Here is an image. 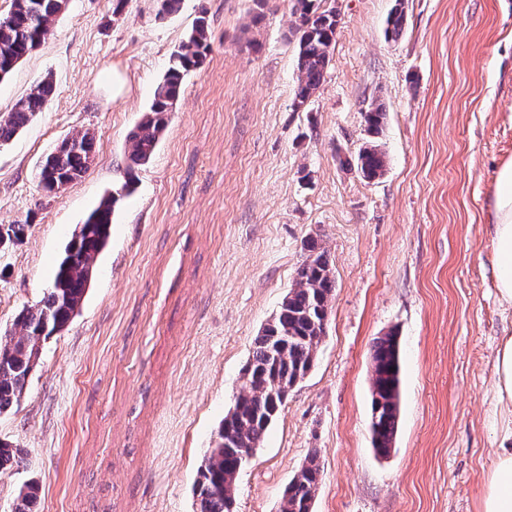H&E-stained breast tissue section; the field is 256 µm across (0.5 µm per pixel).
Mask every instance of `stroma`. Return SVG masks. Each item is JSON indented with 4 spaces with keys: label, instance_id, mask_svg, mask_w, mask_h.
I'll return each instance as SVG.
<instances>
[{
    "label": "stroma",
    "instance_id": "stroma-1",
    "mask_svg": "<svg viewBox=\"0 0 512 512\" xmlns=\"http://www.w3.org/2000/svg\"><path fill=\"white\" fill-rule=\"evenodd\" d=\"M294 0H70L53 36L0 80V114L44 75L54 93L0 146V337L50 287L77 224L122 180L125 146L198 16L210 52L151 161L135 172L71 323L42 342L0 413L19 466L0 512L39 486L36 512H197L198 469L240 391L253 341L316 238L335 290L307 376L241 470L235 512H278L311 450L313 512H478L502 441L494 360L512 336L491 234L512 160V0H335L333 58L294 111ZM385 114L387 170L361 177L363 114ZM96 135L89 171L36 183L64 139ZM401 336L400 421L388 456L369 431L374 340Z\"/></svg>",
    "mask_w": 512,
    "mask_h": 512
}]
</instances>
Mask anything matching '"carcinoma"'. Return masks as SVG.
Wrapping results in <instances>:
<instances>
[{
  "label": "carcinoma",
  "instance_id": "carcinoma-1",
  "mask_svg": "<svg viewBox=\"0 0 512 512\" xmlns=\"http://www.w3.org/2000/svg\"><path fill=\"white\" fill-rule=\"evenodd\" d=\"M402 4L403 0H397L387 18L385 33L392 40L404 30ZM68 7L69 0H11L7 14L0 16V79L54 34L56 20ZM294 14L297 18L292 36L297 43L298 76L293 106L301 110L321 85L332 60L339 13L333 4L323 8L319 0H295ZM209 50V22L202 14L187 39L171 54L152 103L128 138L124 182L105 194L77 225L59 260L51 288L36 305L25 307L16 315L9 340L0 344V413L20 400L37 364L41 342L64 330L79 310L96 260L108 244L117 204L131 192L134 171L153 157L185 78L203 68ZM53 91V77L48 74L17 100L11 112L0 116V146L43 111ZM384 119L385 112L379 107L364 113L369 139L360 147L355 163L369 181L382 177L387 167L386 155L374 141L382 131ZM94 145L95 134L87 130L48 154L37 173L43 190L59 191L79 180L93 162ZM304 248L307 256L297 269L294 286L284 296L272 321L256 337L242 369L234 412L224 417L230 429L218 431L198 472L199 512H233L238 476L284 405L280 393L291 391L313 367L325 335L335 277L329 253L317 239L309 238ZM371 362V442L378 455L386 456L399 421L401 356L396 332L376 338ZM18 458L19 449L0 441V470L12 468ZM320 477L318 452L313 450L285 487L279 512H312ZM38 490L34 481L24 484L14 512H34Z\"/></svg>",
  "mask_w": 512,
  "mask_h": 512
}]
</instances>
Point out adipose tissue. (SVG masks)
Returning a JSON list of instances; mask_svg holds the SVG:
<instances>
[{"instance_id": "ef3b65f1", "label": "adipose tissue", "mask_w": 512, "mask_h": 512, "mask_svg": "<svg viewBox=\"0 0 512 512\" xmlns=\"http://www.w3.org/2000/svg\"><path fill=\"white\" fill-rule=\"evenodd\" d=\"M492 229L497 287L502 301L512 306V160L497 177ZM494 374L505 444L491 463L479 512H512V336L497 353Z\"/></svg>"}]
</instances>
